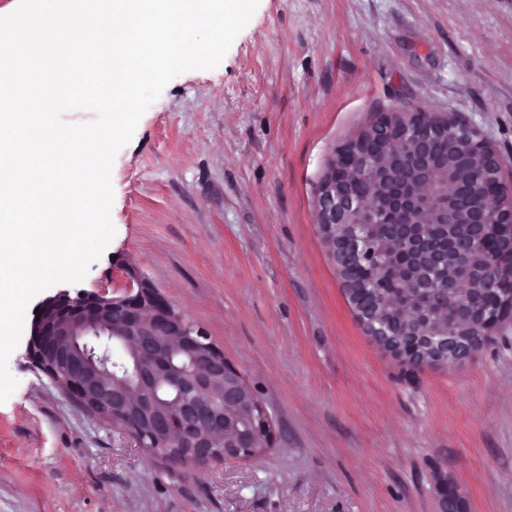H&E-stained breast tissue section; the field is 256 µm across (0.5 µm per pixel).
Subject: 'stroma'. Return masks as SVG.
<instances>
[{"mask_svg": "<svg viewBox=\"0 0 512 512\" xmlns=\"http://www.w3.org/2000/svg\"><path fill=\"white\" fill-rule=\"evenodd\" d=\"M474 126L512 183V0H259L221 63L175 77L117 153L115 235L80 288L133 264L264 402L263 455L182 467L80 410L18 343L0 512H512V317L454 369L356 319L320 237L335 149L379 114Z\"/></svg>", "mask_w": 512, "mask_h": 512, "instance_id": "35a3bbf8", "label": "stroma"}]
</instances>
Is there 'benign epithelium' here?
<instances>
[{
    "mask_svg": "<svg viewBox=\"0 0 512 512\" xmlns=\"http://www.w3.org/2000/svg\"><path fill=\"white\" fill-rule=\"evenodd\" d=\"M453 117L425 111H392L365 130L367 151L352 140L338 152L358 170L385 158L377 204L336 176L331 159L317 190L319 233L331 256L358 262L367 251L356 225L370 224L395 241L415 272L409 285L422 293L429 272L448 273L445 289L432 299L451 302L457 277H476L457 308L463 329L448 336L428 321L405 325L359 306L358 320L379 345L410 364L455 368L472 356L489 331L512 315V184L501 178L499 156L470 125L448 140V152L434 151L448 135ZM450 229L443 248L419 225ZM501 228L505 249L485 254L489 225ZM122 293L62 289L39 304L27 343L32 366L80 407L97 417L106 408L123 421L139 447L163 459L183 453L201 462L252 459L255 447L273 438L269 413L242 373L224 357L203 327L189 321L136 268L126 266ZM494 288L498 317H484L486 289ZM112 336L127 347L126 377H115L91 342Z\"/></svg>",
    "mask_w": 512,
    "mask_h": 512,
    "instance_id": "7a95c632",
    "label": "benign epithelium"
}]
</instances>
